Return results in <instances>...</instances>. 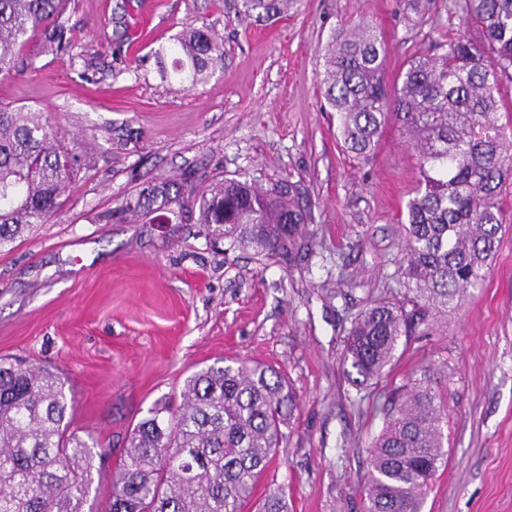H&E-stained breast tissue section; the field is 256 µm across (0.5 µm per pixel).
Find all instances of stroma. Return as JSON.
<instances>
[{
	"label": "stroma",
	"instance_id": "1",
	"mask_svg": "<svg viewBox=\"0 0 512 512\" xmlns=\"http://www.w3.org/2000/svg\"><path fill=\"white\" fill-rule=\"evenodd\" d=\"M444 0H297L282 18L240 17L235 0H71L65 53L41 38L0 106L43 112L79 158L51 218L0 252V356L61 372L71 430L102 454L89 501L102 512L130 429L223 359L281 367L297 395L287 441L258 484L290 512H363L368 450L388 390L428 367L446 398L448 460L423 512H512V181L482 285L448 318L401 338L379 384L348 380L343 350L372 300H402L401 214L421 178L396 124L369 159L343 152L322 94V49L369 18L387 72L443 40ZM224 36V65L195 87L164 81L158 49L188 24ZM298 182L312 204L291 257L225 250L195 221L125 210L150 183Z\"/></svg>",
	"mask_w": 512,
	"mask_h": 512
}]
</instances>
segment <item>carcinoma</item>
<instances>
[{
	"mask_svg": "<svg viewBox=\"0 0 512 512\" xmlns=\"http://www.w3.org/2000/svg\"><path fill=\"white\" fill-rule=\"evenodd\" d=\"M69 0H0V74L16 72L22 48L38 35L51 51L69 48ZM238 14L273 19L296 0H239ZM448 24L475 27L480 40L450 35L436 52L407 61L394 79L373 22L333 33L322 50L323 96L338 118L344 150L368 157L389 122L401 126L422 179L401 224L406 295L362 311L343 363L362 388L380 379L414 320L456 310L486 275L500 242L498 197L512 179V141L498 124L501 89L512 83V0H448ZM165 80L194 86L224 61V37L189 25L167 53L156 52ZM171 56L166 66L165 56ZM78 159L43 114L0 107V249L44 224L67 193ZM166 182L126 201L128 211L156 202L178 207ZM199 221L228 249L289 255L311 210L289 177L263 185L225 179L195 194ZM423 369L394 390L369 450L365 512H422L445 463L447 413ZM181 407L156 411L130 433L107 512H243L275 451L297 397L278 369L249 361L214 363L184 381ZM65 381L55 372L0 357V512H90L97 453L69 430ZM256 512H289L280 487Z\"/></svg>",
	"mask_w": 512,
	"mask_h": 512,
	"instance_id": "cac0c4a2",
	"label": "carcinoma"
}]
</instances>
